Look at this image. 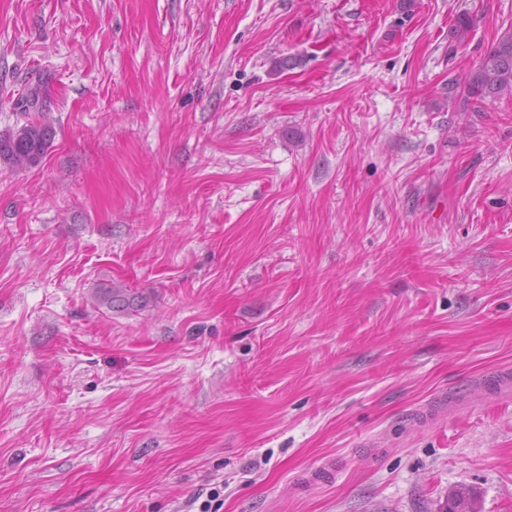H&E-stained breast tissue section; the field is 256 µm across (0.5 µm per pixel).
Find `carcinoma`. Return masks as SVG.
<instances>
[{"label":"carcinoma","mask_w":512,"mask_h":512,"mask_svg":"<svg viewBox=\"0 0 512 512\" xmlns=\"http://www.w3.org/2000/svg\"><path fill=\"white\" fill-rule=\"evenodd\" d=\"M472 27V17L460 15L452 30V38L464 41ZM463 95L477 108L488 98L512 97V32L490 46L466 80ZM52 136L53 129L46 121L28 120L0 135V162L20 169L34 167L46 155ZM94 300L97 305L113 312L141 309L147 305L145 295L115 284L96 289ZM446 512H479L474 490L466 486L454 489L448 495Z\"/></svg>","instance_id":"carcinoma-1"}]
</instances>
